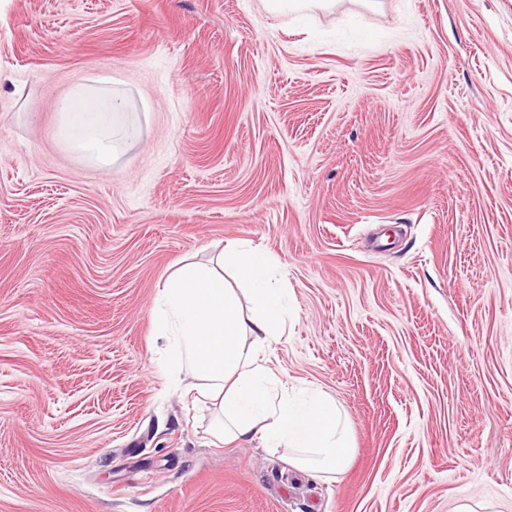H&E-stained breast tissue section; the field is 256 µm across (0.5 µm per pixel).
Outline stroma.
<instances>
[{"label": "stroma", "instance_id": "35a3bbf8", "mask_svg": "<svg viewBox=\"0 0 512 512\" xmlns=\"http://www.w3.org/2000/svg\"><path fill=\"white\" fill-rule=\"evenodd\" d=\"M112 75L118 158L58 135ZM258 245L350 459L220 443L177 260ZM512 512V0H0V512ZM268 12L305 10L310 7H324L335 3L334 0H262Z\"/></svg>", "mask_w": 512, "mask_h": 512}]
</instances>
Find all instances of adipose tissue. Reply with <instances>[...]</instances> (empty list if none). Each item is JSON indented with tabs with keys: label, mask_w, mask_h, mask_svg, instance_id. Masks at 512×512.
<instances>
[{
	"label": "adipose tissue",
	"mask_w": 512,
	"mask_h": 512,
	"mask_svg": "<svg viewBox=\"0 0 512 512\" xmlns=\"http://www.w3.org/2000/svg\"><path fill=\"white\" fill-rule=\"evenodd\" d=\"M111 83L104 76L80 85L62 106L64 138L101 166L116 154ZM227 262L247 284L246 296L225 284L219 269ZM155 308L171 365L189 368L194 401L215 409L217 441L258 438L287 448L291 465L321 479L343 470L351 448L334 402L321 393L291 395L268 365V351L288 326V291L275 283L264 248L230 241L213 262L177 263Z\"/></svg>",
	"instance_id": "ef3b65f1"
}]
</instances>
